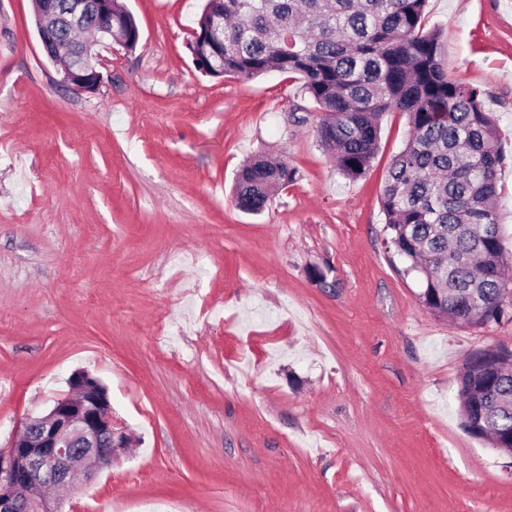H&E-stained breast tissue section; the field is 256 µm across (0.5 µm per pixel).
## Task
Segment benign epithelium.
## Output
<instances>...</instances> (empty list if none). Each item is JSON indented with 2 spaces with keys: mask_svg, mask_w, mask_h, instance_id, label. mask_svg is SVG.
I'll return each mask as SVG.
<instances>
[{
  "mask_svg": "<svg viewBox=\"0 0 512 512\" xmlns=\"http://www.w3.org/2000/svg\"><path fill=\"white\" fill-rule=\"evenodd\" d=\"M38 30L46 55L56 69V83L77 92L98 89L101 75L89 45L73 39L77 29L93 15L106 22L97 41L112 39V0H35ZM224 10L211 13L208 42L197 33L193 49L204 45L210 55L222 58L219 34L223 32ZM73 394L56 400L43 413L29 417L11 445L0 451V512H57L74 490L70 466L77 455L109 466L131 442L127 428L112 416L110 402L103 399L87 374L71 376ZM54 490L50 499L29 494L34 483Z\"/></svg>",
  "mask_w": 512,
  "mask_h": 512,
  "instance_id": "benign-epithelium-1",
  "label": "benign epithelium"
}]
</instances>
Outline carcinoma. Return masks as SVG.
Here are the masks:
<instances>
[{
  "label": "carcinoma",
  "mask_w": 512,
  "mask_h": 512,
  "mask_svg": "<svg viewBox=\"0 0 512 512\" xmlns=\"http://www.w3.org/2000/svg\"><path fill=\"white\" fill-rule=\"evenodd\" d=\"M221 2L224 74L298 76L326 114L318 137L343 176L369 169L384 113L408 116L411 133L381 198L390 242L431 314L470 326L498 321L512 296L498 211L500 131L479 90L440 66L443 32L425 27L428 0ZM112 14L118 36L139 32L121 3ZM294 176L285 161L254 159L238 175L236 206L262 212ZM511 365L512 355L480 351L464 362L456 395L466 430L494 448L499 433H512V411L489 410L477 391L512 399Z\"/></svg>",
  "instance_id": "carcinoma-1"
}]
</instances>
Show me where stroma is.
Listing matches in <instances>:
<instances>
[{
  "instance_id": "35a3bbf8",
  "label": "stroma",
  "mask_w": 512,
  "mask_h": 512,
  "mask_svg": "<svg viewBox=\"0 0 512 512\" xmlns=\"http://www.w3.org/2000/svg\"><path fill=\"white\" fill-rule=\"evenodd\" d=\"M122 2L139 43L94 46L77 93L32 0H0V448L85 371L135 440L60 512H512V458L456 402L467 354L512 350V308L423 306L381 208L407 115L346 178L300 81L196 68L205 0ZM426 25L500 128L511 251L512 0H429ZM259 155L296 178L250 214L233 186Z\"/></svg>"
}]
</instances>
